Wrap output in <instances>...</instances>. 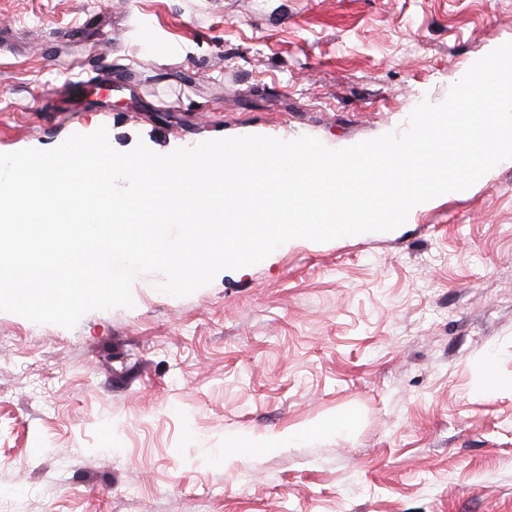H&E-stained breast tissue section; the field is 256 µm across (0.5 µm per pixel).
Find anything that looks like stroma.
Masks as SVG:
<instances>
[{"label":"stroma","mask_w":512,"mask_h":512,"mask_svg":"<svg viewBox=\"0 0 512 512\" xmlns=\"http://www.w3.org/2000/svg\"><path fill=\"white\" fill-rule=\"evenodd\" d=\"M508 41L512 0H0V152L344 148ZM163 280L71 330L0 312V512H512V161L395 230Z\"/></svg>","instance_id":"obj_1"}]
</instances>
